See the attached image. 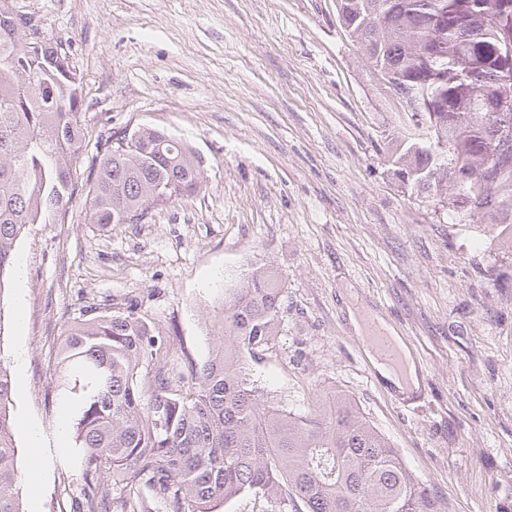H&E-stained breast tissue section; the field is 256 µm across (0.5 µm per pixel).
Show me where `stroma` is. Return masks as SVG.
Masks as SVG:
<instances>
[{"label":"stroma","mask_w":512,"mask_h":512,"mask_svg":"<svg viewBox=\"0 0 512 512\" xmlns=\"http://www.w3.org/2000/svg\"><path fill=\"white\" fill-rule=\"evenodd\" d=\"M63 41L81 78L80 186L64 219L19 239L0 297V359L16 387L22 489L37 512H79L82 477L57 434L54 362L75 322L141 298L177 350L220 346L224 302L259 268L283 288L273 345L249 369L274 406L351 395L439 512H512V197L493 216L417 195L393 171L426 138L383 85L336 0H15ZM186 142L204 185L142 224L89 221L88 167L108 132ZM24 307H17V296ZM378 314L421 368L401 405L346 307ZM37 429L39 447L28 432Z\"/></svg>","instance_id":"1"}]
</instances>
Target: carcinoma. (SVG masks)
Returning a JSON list of instances; mask_svg holds the SVG:
<instances>
[{
	"label": "carcinoma",
	"instance_id": "cac0c4a2",
	"mask_svg": "<svg viewBox=\"0 0 512 512\" xmlns=\"http://www.w3.org/2000/svg\"><path fill=\"white\" fill-rule=\"evenodd\" d=\"M355 0L360 48L429 97L428 124L450 136L440 159L408 145L394 159L417 194L448 191L471 215L512 196V108H480L512 85V0H394L393 14ZM35 30L14 0H0V293L15 271L17 241L32 224L66 215L76 187L72 167L83 147L81 80L62 41L42 39L33 65L16 64L21 34ZM437 45L428 65L420 51ZM203 187L200 161L177 138L138 127L110 133L92 164L90 223L189 199ZM282 287L272 272H252L224 304V336L201 364L181 357L138 301L72 326L62 342L58 412L69 416L82 471V512H212L241 495L268 512H437L424 483L345 394L318 395L304 417L264 400L248 362L270 348L281 322ZM15 389L0 360V512H25L10 406Z\"/></svg>",
	"mask_w": 512,
	"mask_h": 512
}]
</instances>
